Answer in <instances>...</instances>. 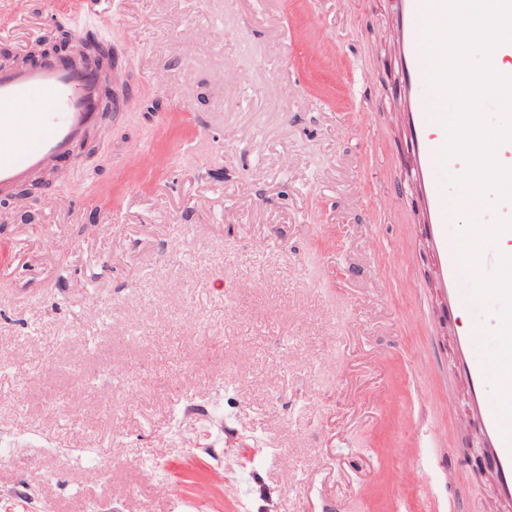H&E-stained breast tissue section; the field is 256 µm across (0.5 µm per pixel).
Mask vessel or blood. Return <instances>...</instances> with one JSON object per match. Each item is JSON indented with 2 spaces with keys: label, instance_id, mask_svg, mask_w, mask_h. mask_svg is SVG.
I'll list each match as a JSON object with an SVG mask.
<instances>
[{
  "label": "vessel or blood",
  "instance_id": "obj_1",
  "mask_svg": "<svg viewBox=\"0 0 512 512\" xmlns=\"http://www.w3.org/2000/svg\"><path fill=\"white\" fill-rule=\"evenodd\" d=\"M429 15V0H397L399 97L416 159L412 175L427 203L440 280L449 302L460 308L465 275L460 244L448 233L457 219L449 209L445 177L463 175L467 162L460 156L441 158L449 135L447 116L435 108L430 85L433 66L425 36ZM100 111V78L92 63L45 56L0 65V192H10L70 158L97 124ZM498 325V317L490 314L479 332L459 334L456 367L467 380L470 407L479 419V440L494 466L498 494L512 500V424L497 412L492 375L477 347L478 335Z\"/></svg>",
  "mask_w": 512,
  "mask_h": 512
}]
</instances>
